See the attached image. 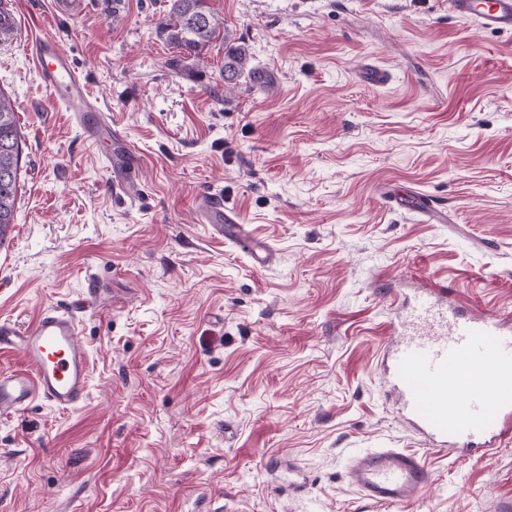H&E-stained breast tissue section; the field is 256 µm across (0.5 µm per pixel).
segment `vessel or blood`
Instances as JSON below:
<instances>
[{
	"mask_svg": "<svg viewBox=\"0 0 512 512\" xmlns=\"http://www.w3.org/2000/svg\"><path fill=\"white\" fill-rule=\"evenodd\" d=\"M453 14L482 27L512 31V0H449ZM41 81L89 140L108 135L106 169L113 189L134 192L139 161L92 98L70 56L52 39L26 41ZM417 212L429 223H448V211L420 197ZM212 230L269 265L274 249L256 241L236 213L214 195L202 199ZM84 304L47 307L25 326L0 320V349L19 352L23 368L0 371V414H15L40 400L67 411L88 393L90 356L82 342ZM390 396L402 419L432 448L480 459L512 432V328L486 313L469 314L440 289H423L400 323V338L385 352ZM350 483L367 500L408 504L420 497L430 475L420 456L396 448H371L353 456Z\"/></svg>",
	"mask_w": 512,
	"mask_h": 512,
	"instance_id": "obj_1",
	"label": "vessel or blood"
}]
</instances>
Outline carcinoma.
<instances>
[{"label":"carcinoma","mask_w":512,"mask_h":512,"mask_svg":"<svg viewBox=\"0 0 512 512\" xmlns=\"http://www.w3.org/2000/svg\"><path fill=\"white\" fill-rule=\"evenodd\" d=\"M170 6L160 23V32L180 50L198 53L220 37L224 19L204 8V0H169ZM249 55L242 46L224 51V81L242 76ZM21 134L10 100L0 96V237L14 220L18 194Z\"/></svg>","instance_id":"1"}]
</instances>
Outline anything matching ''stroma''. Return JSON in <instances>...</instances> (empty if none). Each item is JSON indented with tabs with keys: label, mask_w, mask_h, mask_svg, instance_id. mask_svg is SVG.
<instances>
[{
	"label": "stroma",
	"mask_w": 512,
	"mask_h": 512,
	"mask_svg": "<svg viewBox=\"0 0 512 512\" xmlns=\"http://www.w3.org/2000/svg\"><path fill=\"white\" fill-rule=\"evenodd\" d=\"M16 2L143 163L135 197L113 191L105 141L0 41L24 134L0 318L32 325L97 282L87 400L0 416V512H512V439L478 462L428 450L381 366L398 290L444 285L512 321V31L448 0H206L227 37L196 58L158 30L168 0ZM228 45L251 68L229 92ZM393 188L448 223L390 208ZM207 192L270 266L201 223ZM369 448L422 457L418 500L356 492ZM416 212L423 214L429 223L445 224L448 223V210L429 196L420 197L417 201Z\"/></svg>",
	"instance_id": "35a3bbf8"
}]
</instances>
